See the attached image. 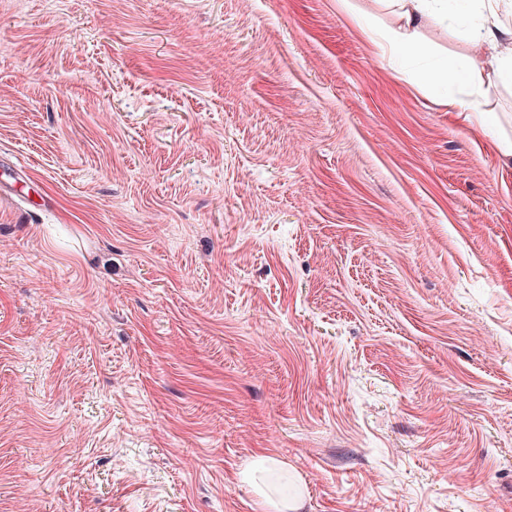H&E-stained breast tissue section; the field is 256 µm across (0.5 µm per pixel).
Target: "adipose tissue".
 <instances>
[{"label":"adipose tissue","mask_w":512,"mask_h":512,"mask_svg":"<svg viewBox=\"0 0 512 512\" xmlns=\"http://www.w3.org/2000/svg\"><path fill=\"white\" fill-rule=\"evenodd\" d=\"M483 2L488 20L477 26L472 41L487 48L483 62L485 79L478 85L479 92L487 95L498 84L512 81V29H507L502 22L503 17L512 16V0ZM387 3L402 21L401 26L386 37L392 60L403 65L421 64L420 77L436 96L448 106L464 107L465 101L456 90L470 82V73L454 57H434L431 47L418 32L422 21L429 18L449 28L458 27L463 21L460 10L451 6L449 0H387ZM274 465L273 458L258 454L237 477L253 488L264 512H295V500L277 495L267 481Z\"/></svg>","instance_id":"adipose-tissue-1"}]
</instances>
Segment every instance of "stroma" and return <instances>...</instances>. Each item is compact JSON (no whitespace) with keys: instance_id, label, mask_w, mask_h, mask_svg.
<instances>
[{"instance_id":"obj_1","label":"stroma","mask_w":512,"mask_h":512,"mask_svg":"<svg viewBox=\"0 0 512 512\" xmlns=\"http://www.w3.org/2000/svg\"><path fill=\"white\" fill-rule=\"evenodd\" d=\"M349 3L0 0V512H512V85ZM400 16L402 25L385 37L391 59L402 65L425 62L421 79L449 107L464 109V99L456 89L468 84L472 74L454 57H433L431 47L419 36L423 20L432 18L447 28H457L463 21L461 11L451 2L472 0H383ZM274 466L273 458L264 454L254 455L238 472V480L253 488L260 506L265 509L263 512H296L298 495L292 499L288 496L280 497L267 481V476Z\"/></svg>"}]
</instances>
